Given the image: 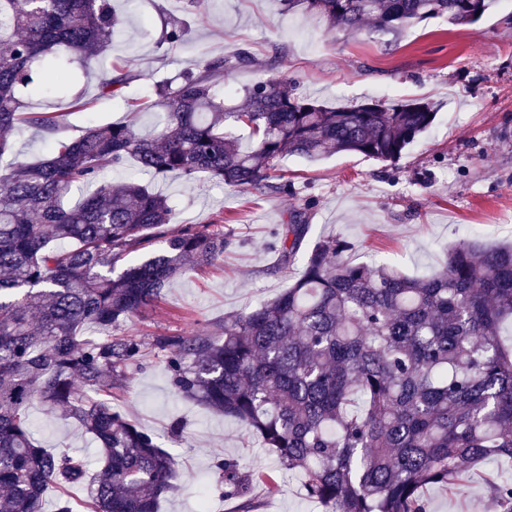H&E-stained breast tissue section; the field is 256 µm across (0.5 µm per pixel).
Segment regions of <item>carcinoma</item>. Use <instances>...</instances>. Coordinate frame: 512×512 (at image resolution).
I'll return each mask as SVG.
<instances>
[{"instance_id":"carcinoma-1","label":"carcinoma","mask_w":512,"mask_h":512,"mask_svg":"<svg viewBox=\"0 0 512 512\" xmlns=\"http://www.w3.org/2000/svg\"><path fill=\"white\" fill-rule=\"evenodd\" d=\"M334 33L372 23L398 34L428 19L479 20L493 0H272ZM123 19L111 0H0V157L23 126L52 141L37 160L0 171V493L4 512H43L52 488H86L93 512H158L173 489V456L112 405L141 342L123 329L184 275L224 260L231 232L173 228L168 199L104 167L156 177L200 175L253 196L292 193L281 160L356 153L398 161L433 126L438 106L370 99L331 107L269 70L243 89V110L224 107L215 80L249 59H209L156 84L148 133L137 122L93 123L61 138L63 113L32 111L25 98L62 90L74 65L111 55ZM164 21L158 43L186 41ZM129 71L110 69L96 98H68L75 112L118 96ZM249 131L244 146L234 134ZM92 191L72 207L75 187ZM309 232L295 210L283 226L282 267ZM347 242L312 244L302 275L276 298L191 335L156 336L177 396L237 419L279 465L302 477L326 512H429L424 491L458 495L490 457L512 458V246L452 244L434 272L345 258ZM38 401L73 420L98 445L92 470L68 450L36 444L28 417ZM223 498L245 500L250 475L231 457L215 463ZM497 512H512V483L489 472Z\"/></svg>"}]
</instances>
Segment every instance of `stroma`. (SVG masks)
Instances as JSON below:
<instances>
[{"mask_svg": "<svg viewBox=\"0 0 512 512\" xmlns=\"http://www.w3.org/2000/svg\"><path fill=\"white\" fill-rule=\"evenodd\" d=\"M128 24L117 51L134 77L122 97L97 99L92 110L68 112L64 133L79 135L89 122L123 119L125 101L147 98L156 83L197 68L215 56L243 50L251 63L228 76L225 105H242V88L274 66L276 72L311 98L331 106H351L371 97L423 98L439 106L433 127L393 165L356 153L317 161L285 157L282 168L294 195L246 199L239 192L200 176L154 181L175 208L174 225L217 224L229 219L233 242L224 261L202 276L167 288L154 307L135 317L131 330L145 346L142 366L131 373L117 405L142 428L158 435L177 461L173 490L160 512H234L235 501L213 493V461L222 454L247 470L269 474L277 483L254 481L256 512H325L309 499L300 478L280 470L275 456L237 420L209 412L174 395L154 336L191 334L277 297L302 273L296 256L281 268L270 246L272 233L305 209L309 241L335 235L352 245V263H395L409 275L440 267L448 245L475 236L488 245L512 244V5L495 0L478 22L456 26L434 18L405 29L393 42L366 30L350 36L329 34L304 12L280 13L271 0H204L191 12L185 0H118ZM175 16L189 26L178 47L157 45L161 24ZM279 45L280 58L271 47ZM31 430L46 448L66 446L88 460L97 449L76 423L64 422L39 403L29 409ZM184 423L182 440L170 431ZM512 483V461L481 463L458 497L438 486L426 492L431 512H477L493 506L487 471Z\"/></svg>", "mask_w": 512, "mask_h": 512, "instance_id": "stroma-1", "label": "stroma"}]
</instances>
